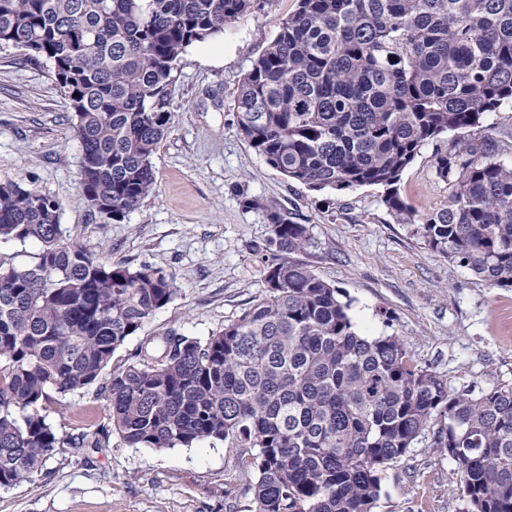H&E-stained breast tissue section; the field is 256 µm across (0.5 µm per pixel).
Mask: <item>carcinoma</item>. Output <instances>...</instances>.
Listing matches in <instances>:
<instances>
[{
	"label": "carcinoma",
	"instance_id": "1",
	"mask_svg": "<svg viewBox=\"0 0 512 512\" xmlns=\"http://www.w3.org/2000/svg\"><path fill=\"white\" fill-rule=\"evenodd\" d=\"M258 0H0V50L44 59L74 116L80 197L120 221L154 187L174 72ZM242 137L315 191L383 189L415 223L398 184L421 149L473 132L512 105V0H298L235 96ZM448 205L424 242L492 287L512 288V165L466 140L436 152ZM278 252L266 295L204 340L173 332L105 374L113 352L171 303L159 268L112 265L62 239L60 204L0 181V239L35 241L34 260H0V489L61 446L254 448L253 512H374L382 474L426 434L458 467L468 512H512V385L452 393L410 363L393 335L355 328L352 300L290 259L309 227L273 203ZM107 423L59 435L52 395L91 387Z\"/></svg>",
	"mask_w": 512,
	"mask_h": 512
}]
</instances>
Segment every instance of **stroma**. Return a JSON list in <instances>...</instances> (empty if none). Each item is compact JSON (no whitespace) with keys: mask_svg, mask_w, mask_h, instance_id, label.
Returning <instances> with one entry per match:
<instances>
[{"mask_svg":"<svg viewBox=\"0 0 512 512\" xmlns=\"http://www.w3.org/2000/svg\"><path fill=\"white\" fill-rule=\"evenodd\" d=\"M297 0H267L214 39L189 49L172 84V118L152 156L155 184L118 222L92 219L79 196L80 144L68 100L46 62L0 51V179L23 181L61 205L66 242L112 264L162 269L174 300L109 365L135 362L170 331L206 339L266 292L265 259L276 250L261 205L272 200L308 225L295 253L352 301L359 333L399 337L419 367L450 391L512 384V288H494L427 246L417 225L397 223L383 190L314 191L271 168L244 140L234 110L244 74L274 40ZM422 148L399 191L417 217L447 206L450 188ZM76 410L51 414L58 432L107 421L104 396L89 390ZM229 442L134 448L112 436L106 448H59L27 481L0 490V512H250L257 474ZM456 463L423 438L384 472L376 512H466Z\"/></svg>","mask_w":512,"mask_h":512,"instance_id":"1","label":"stroma"}]
</instances>
